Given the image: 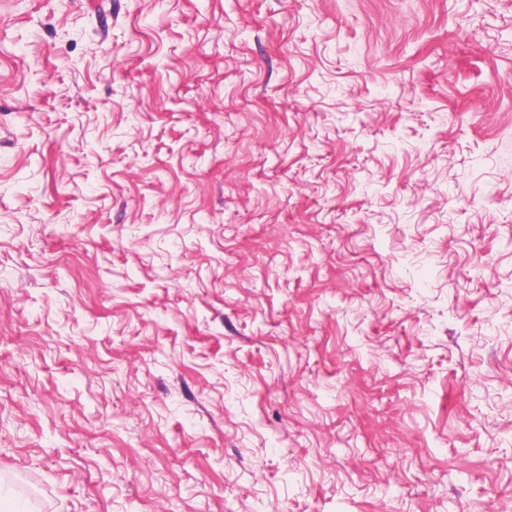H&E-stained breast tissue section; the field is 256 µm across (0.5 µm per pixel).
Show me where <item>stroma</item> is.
<instances>
[{"mask_svg": "<svg viewBox=\"0 0 512 512\" xmlns=\"http://www.w3.org/2000/svg\"><path fill=\"white\" fill-rule=\"evenodd\" d=\"M0 512H512V0H0Z\"/></svg>", "mask_w": 512, "mask_h": 512, "instance_id": "obj_1", "label": "stroma"}]
</instances>
